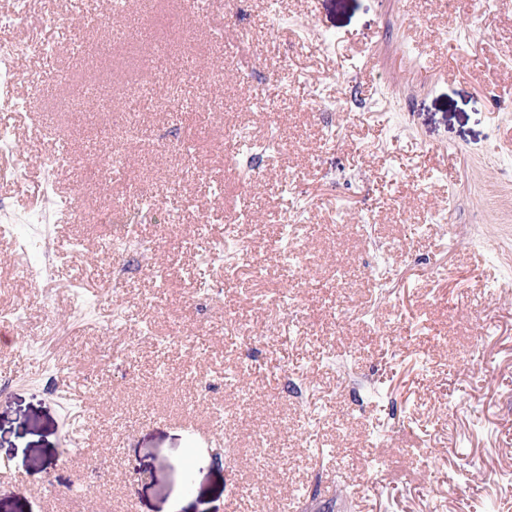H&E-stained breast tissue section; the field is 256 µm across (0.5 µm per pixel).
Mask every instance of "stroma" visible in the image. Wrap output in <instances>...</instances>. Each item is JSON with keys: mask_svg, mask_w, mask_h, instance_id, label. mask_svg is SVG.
Listing matches in <instances>:
<instances>
[{"mask_svg": "<svg viewBox=\"0 0 512 512\" xmlns=\"http://www.w3.org/2000/svg\"><path fill=\"white\" fill-rule=\"evenodd\" d=\"M26 2L22 25H0V45L29 46L0 85L21 171L0 181V276L16 280L0 311L30 312L0 319V512H469L485 499L512 512V223L483 205L512 175V0H207L200 16L165 0L193 36L186 52L141 36L156 22L136 0ZM116 31L139 50L98 90L111 108L63 115L74 159L49 168L54 137L29 132L78 93L75 42ZM129 63L157 76L143 94L178 89L182 107L93 139L126 108L110 88ZM44 71L53 87L35 90ZM174 125L191 153L157 150ZM274 130L273 163L232 164L238 134ZM117 149L123 178L88 181ZM141 184L151 268L120 279L100 243ZM49 197L77 216L49 225L50 255L20 251ZM220 241L223 265L202 262ZM238 245L264 279L226 274ZM46 261L50 283L20 278Z\"/></svg>", "mask_w": 512, "mask_h": 512, "instance_id": "35a3bbf8", "label": "stroma"}]
</instances>
